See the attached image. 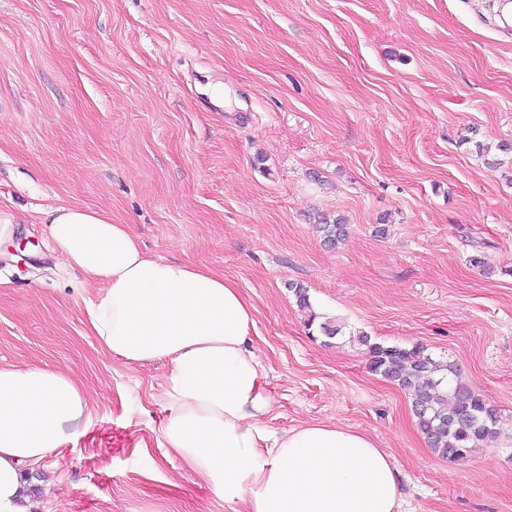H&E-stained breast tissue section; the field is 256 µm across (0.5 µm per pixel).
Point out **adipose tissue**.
Listing matches in <instances>:
<instances>
[{
	"label": "adipose tissue",
	"instance_id": "ef3b65f1",
	"mask_svg": "<svg viewBox=\"0 0 512 512\" xmlns=\"http://www.w3.org/2000/svg\"><path fill=\"white\" fill-rule=\"evenodd\" d=\"M55 251L102 288L86 302L99 346L138 363L166 358L160 428L168 452L232 512H396L399 472L368 435L325 423L270 434L249 347L253 308L209 269L145 256L104 212L47 213ZM90 418L67 370L0 367V512H35L27 473L58 455L65 426Z\"/></svg>",
	"mask_w": 512,
	"mask_h": 512
}]
</instances>
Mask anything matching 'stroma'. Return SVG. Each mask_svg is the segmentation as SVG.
Listing matches in <instances>:
<instances>
[{
  "label": "stroma",
  "mask_w": 512,
  "mask_h": 512,
  "mask_svg": "<svg viewBox=\"0 0 512 512\" xmlns=\"http://www.w3.org/2000/svg\"><path fill=\"white\" fill-rule=\"evenodd\" d=\"M491 2L0 0V365L72 366L91 407L30 480L38 512H225L161 445L170 362L92 336L94 291L48 234L62 205L242 289L269 431L369 435L397 512H512V167L477 150L512 144V28ZM317 210L347 216L345 244L321 245ZM293 282L341 335L308 333ZM362 334L457 363L498 438L434 454Z\"/></svg>",
  "instance_id": "stroma-1"
}]
</instances>
